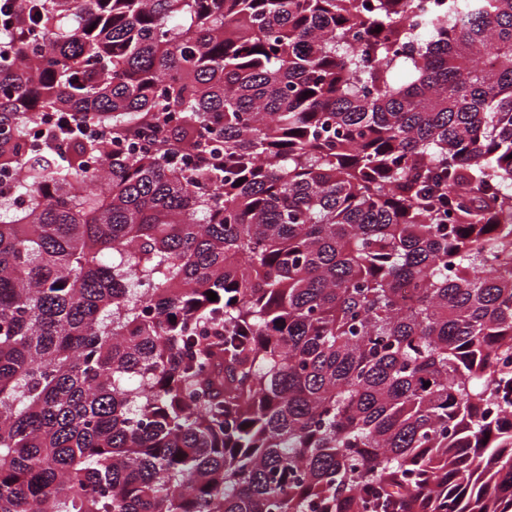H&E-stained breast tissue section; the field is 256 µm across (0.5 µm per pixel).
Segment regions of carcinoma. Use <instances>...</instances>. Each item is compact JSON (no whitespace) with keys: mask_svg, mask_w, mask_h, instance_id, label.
<instances>
[{"mask_svg":"<svg viewBox=\"0 0 512 512\" xmlns=\"http://www.w3.org/2000/svg\"><path fill=\"white\" fill-rule=\"evenodd\" d=\"M21 4L0 512H512V0ZM55 116V121L52 123L51 119ZM41 123L48 125L44 130H41L40 133L43 136L47 132V129L51 126L57 128L56 130V145L61 146L63 142L66 140V137H63V134L74 135L78 134L81 136L88 137L87 131L92 127H100L101 130L99 132L98 139L104 140L107 145L112 149V136L110 133L101 127L104 125L103 123L98 122L97 120H93L89 115L85 118L70 112H61V113H52L45 114L38 117Z\"/></svg>","mask_w":512,"mask_h":512,"instance_id":"carcinoma-1","label":"carcinoma"}]
</instances>
